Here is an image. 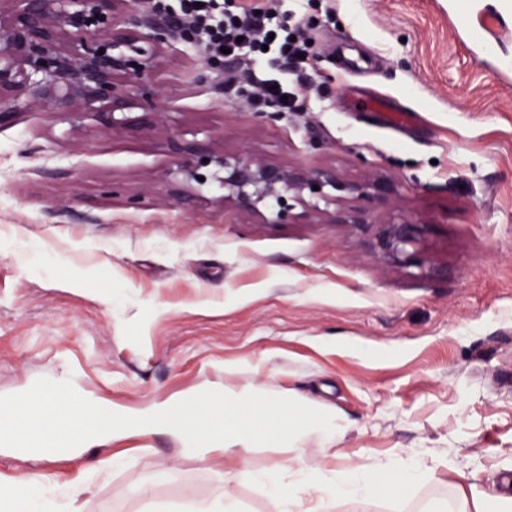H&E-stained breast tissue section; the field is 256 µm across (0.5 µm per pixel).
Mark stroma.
Wrapping results in <instances>:
<instances>
[{
  "label": "stroma",
  "instance_id": "obj_1",
  "mask_svg": "<svg viewBox=\"0 0 512 512\" xmlns=\"http://www.w3.org/2000/svg\"><path fill=\"white\" fill-rule=\"evenodd\" d=\"M497 0H331L313 32L316 83L303 112L254 121L222 77L194 80L197 44L176 43L157 82L168 112L153 131L111 136L96 116L75 128L32 109L0 128V401L68 379L133 418L207 386L296 392L348 421L342 460L309 443L304 462L456 449L453 469L401 502L338 512H425L460 489L496 493L512 474V78L494 75L456 21ZM351 43H343V34ZM383 102L365 111L369 98ZM412 110L406 128L386 112ZM227 150L345 180L388 179L381 200L354 193L345 212L422 227L418 264H390L348 224H255L222 202L171 207L173 159L161 140L185 133ZM150 188L154 204L126 199ZM241 363L228 375L224 364ZM113 461L83 512H151L222 496L270 512L264 491L224 483V468L180 451L165 431L105 439L78 457L0 454V482L24 473L71 483ZM171 480L155 484L158 472ZM154 487L152 500L133 495Z\"/></svg>",
  "mask_w": 512,
  "mask_h": 512
}]
</instances>
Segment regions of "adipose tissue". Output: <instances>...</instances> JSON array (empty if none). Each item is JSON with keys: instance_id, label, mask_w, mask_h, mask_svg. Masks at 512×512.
<instances>
[{"instance_id": "1", "label": "adipose tissue", "mask_w": 512, "mask_h": 512, "mask_svg": "<svg viewBox=\"0 0 512 512\" xmlns=\"http://www.w3.org/2000/svg\"><path fill=\"white\" fill-rule=\"evenodd\" d=\"M277 421L287 426L278 437L285 457L264 473L244 469L246 455L263 442L269 423ZM147 423L176 435L194 457L206 462L223 458L230 479L262 484L273 512H337L344 501L399 498L420 477H435L439 468L452 463L446 453L376 458L357 469L306 464L300 448L313 438L324 448L338 445L347 432L343 417L298 395L273 397L252 388L207 387L121 423L110 408L89 406L63 378L42 386L39 396L0 402V444L29 448L37 456L53 457L61 449L75 452L113 431H135ZM106 469V464L97 463L65 488L46 476L37 482L16 477L0 483V512H81L79 499L90 478Z\"/></svg>"}]
</instances>
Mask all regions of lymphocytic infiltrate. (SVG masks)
<instances>
[{
    "label": "lymphocytic infiltrate",
    "instance_id": "1",
    "mask_svg": "<svg viewBox=\"0 0 512 512\" xmlns=\"http://www.w3.org/2000/svg\"><path fill=\"white\" fill-rule=\"evenodd\" d=\"M175 21L196 31L210 59L235 62V69L224 74L226 93L249 90L250 107L255 112L272 105L283 112L303 111L311 87L305 55L311 50L313 34L311 26L295 14L277 16L271 0L234 12L225 11L222 0H181ZM269 52L280 62L279 75L263 71Z\"/></svg>",
    "mask_w": 512,
    "mask_h": 512
}]
</instances>
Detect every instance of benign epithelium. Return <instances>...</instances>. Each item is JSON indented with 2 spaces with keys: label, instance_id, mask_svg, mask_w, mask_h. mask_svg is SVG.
<instances>
[{
  "label": "benign epithelium",
  "instance_id": "7a95c632",
  "mask_svg": "<svg viewBox=\"0 0 512 512\" xmlns=\"http://www.w3.org/2000/svg\"><path fill=\"white\" fill-rule=\"evenodd\" d=\"M192 42L166 17L133 7V0H0V126L17 113L47 107L77 127L87 114L101 128L122 135L138 125L131 111L160 121L166 98L153 75L166 63L167 49ZM159 146L173 157L181 188L173 198L184 212L197 198L193 184L204 173L222 174L224 206L269 224L302 219L338 221L343 200L328 190L358 192L372 198L393 193V185L371 176L361 184L345 181L328 165L309 170L260 157L243 156L210 139H167ZM319 190H313V186ZM303 211L295 212L296 206ZM350 223L372 234L383 257L401 265L418 263L420 228L405 219L368 223L363 215Z\"/></svg>",
  "mask_w": 512,
  "mask_h": 512
}]
</instances>
